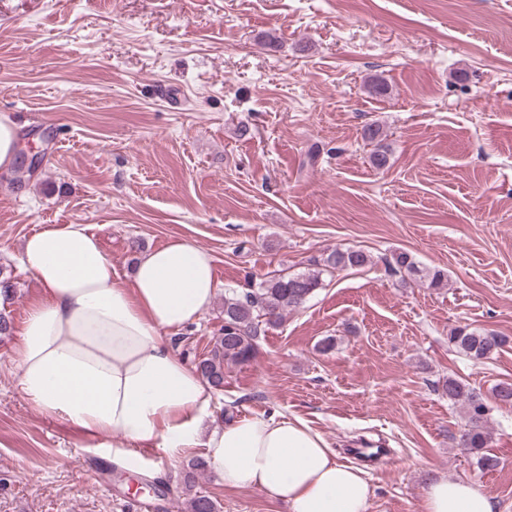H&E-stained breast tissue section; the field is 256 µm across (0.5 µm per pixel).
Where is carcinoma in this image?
<instances>
[{
  "label": "carcinoma",
  "mask_w": 512,
  "mask_h": 512,
  "mask_svg": "<svg viewBox=\"0 0 512 512\" xmlns=\"http://www.w3.org/2000/svg\"><path fill=\"white\" fill-rule=\"evenodd\" d=\"M364 138L375 144L370 156L372 166L385 167L388 153L382 144V128L377 124L368 126L364 130ZM392 260L395 270L427 283L430 288H440L448 282L447 272L423 269L405 251L394 254ZM370 263V256L361 250L336 248L323 258L321 268L317 270L291 276L274 274L242 297L234 292L224 296L223 332L207 355L197 363L198 372L212 388L223 389L224 365L250 362L260 336L268 329L281 325L288 310L305 303L321 285L323 274L362 268ZM506 343L507 339L495 332L467 326L451 329L448 336V344L456 352L476 361L492 358ZM443 392L448 395V400L461 404L465 411V429L457 445L466 453L476 456L481 469L497 467V458L485 451L488 442L485 426L487 407L481 394L454 377L445 381ZM187 512H218V508L208 496L196 494L188 500Z\"/></svg>",
  "instance_id": "1"
}]
</instances>
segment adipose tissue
I'll list each match as a JSON object with an SVG mask.
<instances>
[{"label": "adipose tissue", "instance_id": "1", "mask_svg": "<svg viewBox=\"0 0 512 512\" xmlns=\"http://www.w3.org/2000/svg\"><path fill=\"white\" fill-rule=\"evenodd\" d=\"M22 264L42 292L14 353L17 383L45 415L129 447H201L229 488H260L290 512H367L361 469L337 460L299 418L253 416L201 434L214 390L171 346L215 296L213 258L187 239L140 257L122 278L88 226L47 224L25 241ZM422 512H496L474 481L431 478Z\"/></svg>", "mask_w": 512, "mask_h": 512}]
</instances>
